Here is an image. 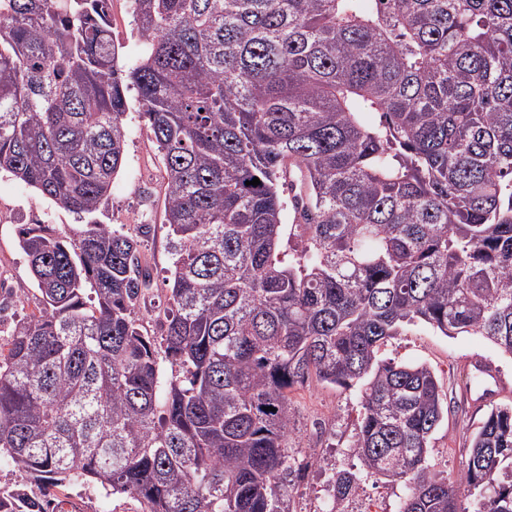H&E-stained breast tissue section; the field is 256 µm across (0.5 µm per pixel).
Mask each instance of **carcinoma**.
Masks as SVG:
<instances>
[{
    "label": "carcinoma",
    "mask_w": 512,
    "mask_h": 512,
    "mask_svg": "<svg viewBox=\"0 0 512 512\" xmlns=\"http://www.w3.org/2000/svg\"><path fill=\"white\" fill-rule=\"evenodd\" d=\"M129 2L132 66L111 0H0V173L87 219L19 232L38 303L0 337V465L142 512H289L313 377L358 387L352 447L400 512H512V404L443 479L436 376L380 355L419 324L512 355V0ZM133 96L165 167L158 337L138 240L96 220ZM112 37L122 47L126 61L136 59L142 50V40L132 22L128 0H112Z\"/></svg>",
    "instance_id": "carcinoma-1"
}]
</instances>
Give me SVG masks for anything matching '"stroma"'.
I'll list each match as a JSON object with an SVG mask.
<instances>
[{"mask_svg": "<svg viewBox=\"0 0 512 512\" xmlns=\"http://www.w3.org/2000/svg\"><path fill=\"white\" fill-rule=\"evenodd\" d=\"M112 37L125 60L136 59L142 40L132 21L128 0H112ZM128 128L125 161L112 182L109 204L99 213L101 223L124 226L137 235L141 257L153 274L155 303L165 301L171 258L166 249L167 227L164 166L140 116L132 104L125 118ZM45 222L61 229L80 224L79 215L39 196L32 188L10 176L0 175V326L35 308L36 286L28 260L19 247V231L25 225ZM384 358L397 363H422L437 376L447 410L431 440L430 469L451 480L461 475L473 433L492 404L512 403V356L502 353L484 337L462 333L447 337L420 325L390 339L382 348ZM489 365L500 379V387L475 404L483 390L473 363ZM293 426L291 453L301 464L302 478L290 498L291 512H323L329 499L332 477L359 465L351 440L360 410L358 388H340L308 382L289 394ZM49 499L61 512H141L128 495H105L100 489L46 487ZM359 494L376 512H398L404 486L383 477L362 474Z\"/></svg>", "mask_w": 512, "mask_h": 512, "instance_id": "stroma-1", "label": "stroma"}]
</instances>
